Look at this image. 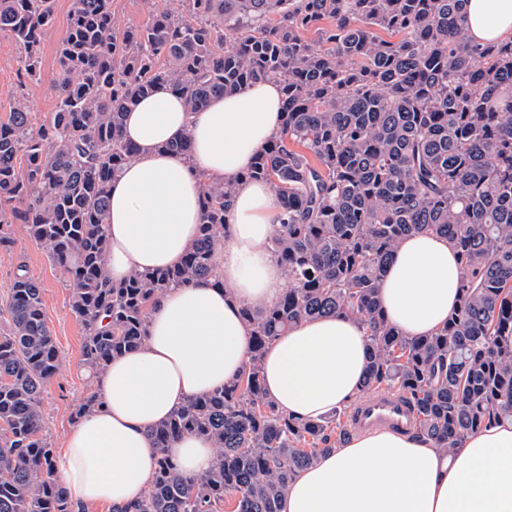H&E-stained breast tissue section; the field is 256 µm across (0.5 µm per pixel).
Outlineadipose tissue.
I'll return each mask as SVG.
<instances>
[{
    "label": "adipose tissue",
    "mask_w": 512,
    "mask_h": 512,
    "mask_svg": "<svg viewBox=\"0 0 512 512\" xmlns=\"http://www.w3.org/2000/svg\"><path fill=\"white\" fill-rule=\"evenodd\" d=\"M465 32L479 44L512 39V0H469ZM282 123V86L272 79L194 112L162 83L125 114L134 152L108 186L110 279L180 263L198 235L205 185L236 188L214 278L163 291L145 341L95 378L97 408L74 423L53 458L76 512H124L149 487L163 452L189 479L212 468L209 441L185 434L162 451L150 430L189 397L239 377L250 336L242 309L274 302L286 285L272 245L281 215L275 193L269 183L240 178ZM185 136L189 154L168 150ZM461 276L447 238L404 236L381 277L387 322L407 336L440 329L456 307ZM368 344L364 325L342 314L297 324L264 357L269 399L307 421L354 402ZM281 512H512V422L468 435L449 452L386 430L358 434L295 476Z\"/></svg>",
    "instance_id": "ef3b65f1"
}]
</instances>
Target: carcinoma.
<instances>
[{
  "mask_svg": "<svg viewBox=\"0 0 512 512\" xmlns=\"http://www.w3.org/2000/svg\"><path fill=\"white\" fill-rule=\"evenodd\" d=\"M467 2L149 0L148 20L133 26L112 0H71L56 109L38 121L25 88L40 76L56 0H0V33L22 49L20 93L0 119V224H24L65 272L93 375L142 343L165 288L213 276L235 190L205 186L178 265L110 280L107 190L133 153L124 112L161 83L191 111L259 79L283 84L282 130L241 178L279 198L273 248L288 288L243 309L239 378L151 429L159 448L183 434L210 441L211 470L189 481L161 455L130 512H220L228 493L234 512H281L295 475L352 439L336 415L293 418L264 391L269 346L314 318L345 313L366 326L362 390L402 394L418 416L410 435L449 451L512 421V40L470 44ZM414 231L448 238L464 274L448 324L410 337L385 319L379 280ZM0 319V512H75L41 411L59 352L41 285L23 269Z\"/></svg>",
  "mask_w": 512,
  "mask_h": 512,
  "instance_id": "carcinoma-1",
  "label": "carcinoma"
}]
</instances>
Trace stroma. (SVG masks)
Segmentation results:
<instances>
[{"label": "stroma", "mask_w": 512, "mask_h": 512, "mask_svg": "<svg viewBox=\"0 0 512 512\" xmlns=\"http://www.w3.org/2000/svg\"><path fill=\"white\" fill-rule=\"evenodd\" d=\"M69 8L70 0H56L54 20L44 38L41 75L28 90L34 111L43 116L53 112L57 103L56 53L67 32ZM20 55L19 45L10 36L0 35V118L6 117L18 93ZM9 232L13 238L12 246L0 249V300L9 292L16 267L25 265L29 274L42 286L47 325L60 353L61 369L47 384L42 400L48 438L57 449L73 424L71 413L74 406L81 402L89 386L81 361L83 329L71 309L70 291L61 269L24 234L21 225H10Z\"/></svg>", "instance_id": "35a3bbf8"}]
</instances>
